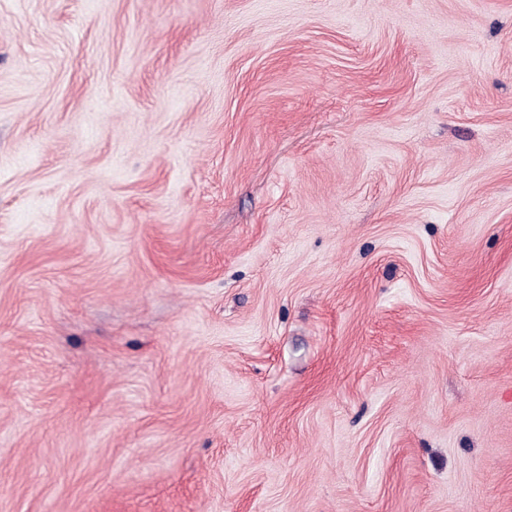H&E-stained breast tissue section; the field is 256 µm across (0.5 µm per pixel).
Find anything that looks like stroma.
<instances>
[{"instance_id": "stroma-1", "label": "stroma", "mask_w": 512, "mask_h": 512, "mask_svg": "<svg viewBox=\"0 0 512 512\" xmlns=\"http://www.w3.org/2000/svg\"><path fill=\"white\" fill-rule=\"evenodd\" d=\"M0 512H512V0H0Z\"/></svg>"}]
</instances>
